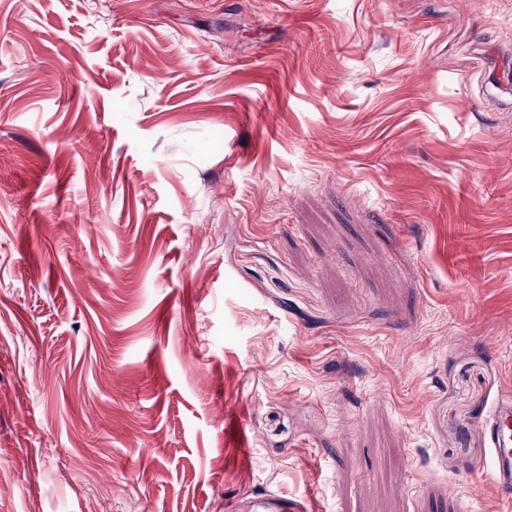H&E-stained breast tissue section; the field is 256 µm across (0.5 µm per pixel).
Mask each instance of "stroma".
Masks as SVG:
<instances>
[{
    "label": "stroma",
    "mask_w": 512,
    "mask_h": 512,
    "mask_svg": "<svg viewBox=\"0 0 512 512\" xmlns=\"http://www.w3.org/2000/svg\"><path fill=\"white\" fill-rule=\"evenodd\" d=\"M496 52L512 0H0V512H512ZM487 436L491 466L485 483L499 494L512 492V389H506L482 419ZM482 482V485L485 484ZM257 511L252 512H305L306 506L302 500L288 499L277 494H266L254 501Z\"/></svg>",
    "instance_id": "1"
}]
</instances>
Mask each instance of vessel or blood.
<instances>
[{"label":"vessel or blood","instance_id":"b4317fda","mask_svg":"<svg viewBox=\"0 0 512 512\" xmlns=\"http://www.w3.org/2000/svg\"><path fill=\"white\" fill-rule=\"evenodd\" d=\"M487 436L491 466L486 484L499 494H512V389H506L493 403L482 419ZM258 512H306L302 500L289 499L277 494L257 498Z\"/></svg>","mask_w":512,"mask_h":512}]
</instances>
